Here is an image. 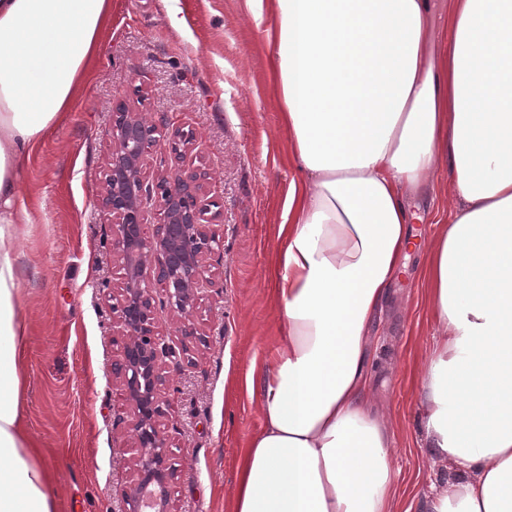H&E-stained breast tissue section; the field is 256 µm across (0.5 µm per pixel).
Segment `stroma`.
<instances>
[{
	"instance_id": "stroma-1",
	"label": "stroma",
	"mask_w": 512,
	"mask_h": 512,
	"mask_svg": "<svg viewBox=\"0 0 512 512\" xmlns=\"http://www.w3.org/2000/svg\"><path fill=\"white\" fill-rule=\"evenodd\" d=\"M271 24L245 0H112L92 73L65 121L33 150L21 190L42 209L18 252L21 411L55 474L57 512H114L133 479L128 407L112 379V230L97 210L109 107L119 97L154 120L195 130L200 152L179 159L157 149L147 176L205 167L224 216L215 227L224 253L211 259L216 276L199 314V365L174 373L162 397L177 469L170 510L224 512L235 490L238 451L264 418L246 377L253 361L270 360L281 323L269 300L270 269L294 175L265 42ZM435 179L438 197L421 200L411 224L425 230V243L410 247L373 330L367 396L389 416L397 512H430L432 486L458 477L424 447L422 376L442 327L421 271L456 204L447 163Z\"/></svg>"
}]
</instances>
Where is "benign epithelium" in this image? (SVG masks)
I'll list each match as a JSON object with an SVG mask.
<instances>
[{"instance_id":"1","label":"benign epithelium","mask_w":512,"mask_h":512,"mask_svg":"<svg viewBox=\"0 0 512 512\" xmlns=\"http://www.w3.org/2000/svg\"><path fill=\"white\" fill-rule=\"evenodd\" d=\"M111 114L99 210L112 226L113 262L119 268L112 317L121 342L112 376L129 406V436L137 451L134 479L120 512H168L175 468L161 423L162 392L169 382L165 362L178 372L197 366L194 344L203 342L205 333L194 316L214 285L209 260L223 251L224 240L212 226L223 223V216L212 210L211 176L204 167L147 180V160L157 147L178 158L197 151L193 131L158 125L121 98L112 102ZM150 206L161 216L151 233L144 216ZM158 301L182 320L178 347L157 330Z\"/></svg>"}]
</instances>
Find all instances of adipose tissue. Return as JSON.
Wrapping results in <instances>:
<instances>
[{
  "mask_svg": "<svg viewBox=\"0 0 512 512\" xmlns=\"http://www.w3.org/2000/svg\"><path fill=\"white\" fill-rule=\"evenodd\" d=\"M271 15L288 159L273 362L252 368L264 424L233 512H394L386 422L365 399L373 318L404 268L411 199L448 161L461 200L423 267L438 337L422 378L425 443L458 479L431 512H512V0H246ZM110 0H0V512H56L24 434L20 190L99 49Z\"/></svg>",
  "mask_w": 512,
  "mask_h": 512,
  "instance_id": "obj_1",
  "label": "adipose tissue"
}]
</instances>
